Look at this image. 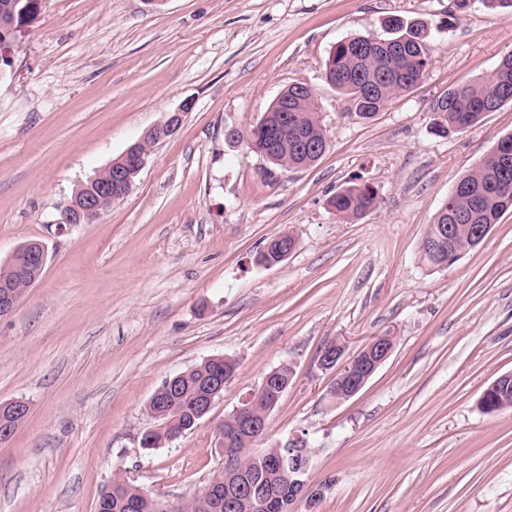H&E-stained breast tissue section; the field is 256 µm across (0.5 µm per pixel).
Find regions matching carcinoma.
I'll list each match as a JSON object with an SVG mask.
<instances>
[{
    "mask_svg": "<svg viewBox=\"0 0 512 512\" xmlns=\"http://www.w3.org/2000/svg\"><path fill=\"white\" fill-rule=\"evenodd\" d=\"M36 0H0V43L11 26L21 27L36 11ZM387 40L399 41L396 52L385 53L370 45L367 36L346 38L336 43L329 55L333 70L327 82L347 94L354 102L356 111L370 119L379 112L393 96L412 90L419 77L425 75L431 60L427 45V26L421 22L403 23L395 19L388 25ZM293 85H288L285 97L275 100L269 110L277 117L283 107H288V124H297L300 133L322 142L325 130L315 94L304 91L299 98L292 94ZM512 103V54L505 57L495 71L486 79L464 82L450 90L448 95L437 100L433 106L432 132L445 137L450 131L466 130L480 122L489 112L499 110ZM264 121L252 126L255 145L262 149L273 146L268 161L281 167H308L316 161L312 151L288 131V136L278 135L270 128L262 132ZM464 189L448 196L427 233L436 234L444 224H454L455 241L465 248L474 235L477 224H496L501 215L512 210V134L498 142V153H488L480 164L459 178ZM336 215L343 219L360 218L378 205L375 191L367 184L348 186L329 200ZM40 251L36 241L31 240L14 254L12 264L25 268L35 261L32 254ZM216 375H224V360L214 358L184 371L180 379V390L170 394L157 390V399L168 408L171 424L160 431H145L140 443L145 450H153L175 441L193 428L194 403L206 382ZM236 447L242 450L239 464L245 475L256 482L276 488L280 495L288 496V481L271 463L272 455L278 454L288 461V448H271L267 457H255L245 451L248 441L240 440ZM105 512H158L157 501L146 498L141 488L116 476L102 491ZM183 512H232L218 507L212 500L197 493L183 502Z\"/></svg>",
    "mask_w": 512,
    "mask_h": 512,
    "instance_id": "1",
    "label": "carcinoma"
}]
</instances>
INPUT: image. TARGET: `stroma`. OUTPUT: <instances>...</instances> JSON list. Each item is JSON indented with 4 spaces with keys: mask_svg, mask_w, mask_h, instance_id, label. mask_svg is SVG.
Returning a JSON list of instances; mask_svg holds the SVG:
<instances>
[{
    "mask_svg": "<svg viewBox=\"0 0 512 512\" xmlns=\"http://www.w3.org/2000/svg\"><path fill=\"white\" fill-rule=\"evenodd\" d=\"M391 17L427 24L432 64L365 119L326 62ZM511 53L512 12L482 0H40L0 67V263L33 239L48 248L0 317V403L30 406L0 444V512H95L118 475L192 497L222 462L217 425L283 364L292 385L263 445L305 439L322 490L292 512H512V410L478 408L512 372V211L451 265L420 253L457 180L512 134V104L445 137L432 107ZM294 82L317 97V162L280 167L225 141ZM179 110L126 197L57 231L80 184ZM364 183L376 209L338 218L329 199ZM283 232L295 251L259 264ZM377 336L393 337L390 358L331 398L320 349ZM217 355L238 368L207 417L143 450L163 380ZM40 244L42 247L40 261L37 267L27 275L26 282L18 288H15L12 284H2V290H0V317L12 314L28 290L33 288L41 279L46 265L47 251L45 245L42 242Z\"/></svg>",
    "mask_w": 512,
    "mask_h": 512,
    "instance_id": "obj_1",
    "label": "stroma"
}]
</instances>
